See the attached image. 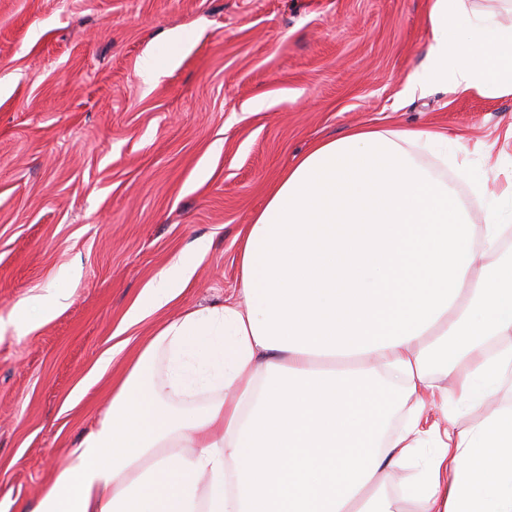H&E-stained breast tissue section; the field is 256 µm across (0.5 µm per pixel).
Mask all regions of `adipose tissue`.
Returning <instances> with one entry per match:
<instances>
[{"label": "adipose tissue", "instance_id": "ef3b65f1", "mask_svg": "<svg viewBox=\"0 0 512 512\" xmlns=\"http://www.w3.org/2000/svg\"><path fill=\"white\" fill-rule=\"evenodd\" d=\"M413 85L512 95V25L430 0ZM447 133L356 127L282 171L236 301L161 327L32 512H512V183L473 223L419 160ZM162 271L131 321L171 302ZM483 412L472 420L474 412ZM415 478L413 469H402L397 473V477L389 488V494L392 498L400 499L397 502L399 512H421V505L416 498H406L402 492Z\"/></svg>", "mask_w": 512, "mask_h": 512}]
</instances>
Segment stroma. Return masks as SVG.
Masks as SVG:
<instances>
[{
    "instance_id": "35a3bbf8",
    "label": "stroma",
    "mask_w": 512,
    "mask_h": 512,
    "mask_svg": "<svg viewBox=\"0 0 512 512\" xmlns=\"http://www.w3.org/2000/svg\"><path fill=\"white\" fill-rule=\"evenodd\" d=\"M428 0H0V512L70 461L158 328L236 299L237 236L279 173L357 126L439 127L471 212L512 181V96L411 92ZM179 50L159 79L150 59ZM485 171L475 196L460 166ZM204 256H194L197 241ZM189 284L135 325L157 274ZM63 288L30 332L18 307ZM104 376L76 385L102 355Z\"/></svg>"
}]
</instances>
